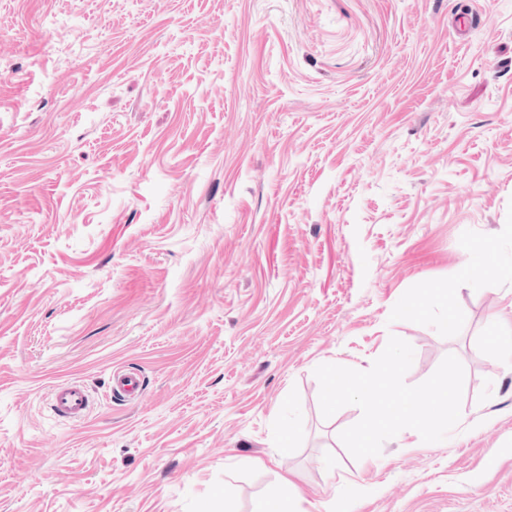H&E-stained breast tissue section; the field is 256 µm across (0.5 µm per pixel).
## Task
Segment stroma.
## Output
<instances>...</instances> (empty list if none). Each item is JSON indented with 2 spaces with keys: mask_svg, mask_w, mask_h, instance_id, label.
<instances>
[{
  "mask_svg": "<svg viewBox=\"0 0 512 512\" xmlns=\"http://www.w3.org/2000/svg\"><path fill=\"white\" fill-rule=\"evenodd\" d=\"M0 68V512H512V0H0ZM393 336L460 421L357 459ZM90 399L87 388L80 382L57 388L48 403L51 416L57 419L80 420L87 414ZM299 496L295 483L288 477L281 476L278 483L257 502L253 511L300 512L296 510Z\"/></svg>",
  "mask_w": 512,
  "mask_h": 512,
  "instance_id": "35a3bbf8",
  "label": "stroma"
}]
</instances>
